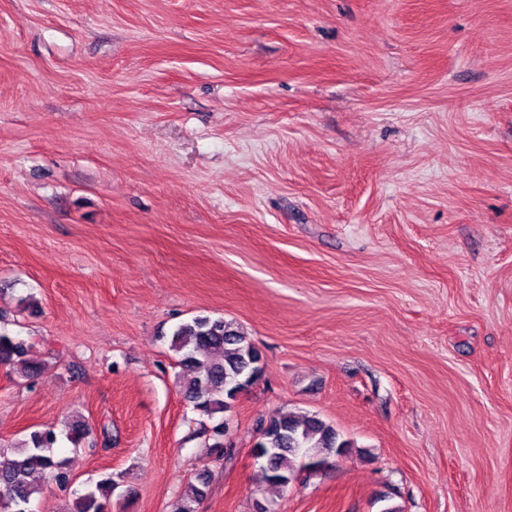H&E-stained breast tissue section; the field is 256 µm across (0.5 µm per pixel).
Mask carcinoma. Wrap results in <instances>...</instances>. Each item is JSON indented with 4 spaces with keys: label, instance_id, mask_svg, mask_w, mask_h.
Returning a JSON list of instances; mask_svg holds the SVG:
<instances>
[{
    "label": "carcinoma",
    "instance_id": "cac0c4a2",
    "mask_svg": "<svg viewBox=\"0 0 512 512\" xmlns=\"http://www.w3.org/2000/svg\"><path fill=\"white\" fill-rule=\"evenodd\" d=\"M32 345L0 331V364L23 377H32L42 364L30 358ZM170 349L188 371L182 380L184 397L195 410L213 419L229 411L238 394L254 384L263 373L262 354L239 324L222 317L197 316L175 327ZM67 439L76 447L89 436L80 421L64 426ZM254 452L265 460L261 481L287 487L301 469H317L335 456L349 453V442L339 438L334 427L316 416L282 413L260 425ZM58 434L52 427L30 432L27 439L8 450L0 449V512H31L30 504L40 493L33 475L70 483L67 460L55 452ZM210 475L200 470L188 484L179 512H196L206 496ZM118 486L106 473L76 498L70 512H111L112 492Z\"/></svg>",
    "mask_w": 512,
    "mask_h": 512
}]
</instances>
